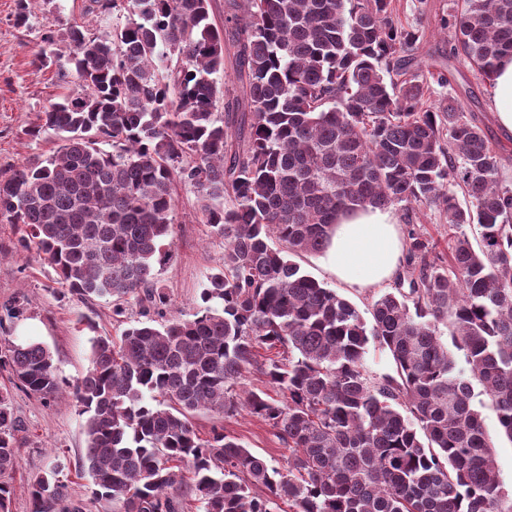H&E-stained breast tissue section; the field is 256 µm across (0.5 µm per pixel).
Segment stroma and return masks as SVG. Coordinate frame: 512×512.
<instances>
[{
  "mask_svg": "<svg viewBox=\"0 0 512 512\" xmlns=\"http://www.w3.org/2000/svg\"><path fill=\"white\" fill-rule=\"evenodd\" d=\"M393 3L400 22L420 33L416 57L419 75L447 66L452 38L443 21L449 14L460 11L462 0H393ZM31 9L27 26L19 27L14 20L15 0H0V169L19 166L29 158L46 156L56 149L58 140L54 135L33 140L25 136L24 130L37 123L41 112L75 88L74 79L66 70L34 65V54L49 27V19L42 0H33ZM469 88L479 97V116L488 126L492 142L500 149L501 179L510 186L512 135L497 125L486 79L474 69L459 65L455 82L445 87L432 85L425 105L442 110L449 96L464 97ZM175 196L174 257L162 268L160 278L173 299L172 313L177 316L190 312L198 302L205 273L222 262L224 241L212 236L208 226L202 224L198 194L193 187L177 185ZM393 212L402 233L413 230L427 234L438 252L447 253L452 229L435 207L397 206ZM12 235L10 225L0 224V306L18 302L21 314L0 323V344L32 340L49 346L65 388L46 401L10 387L6 374L0 373V386L9 388L13 411L20 422L16 443L19 464L14 471L0 476V482L12 490L9 510L30 512V483L61 459L68 463L61 479L68 487L70 498L84 501L85 512H114L111 502L91 500L90 479L77 468L85 437L82 420L72 407L68 390L90 366L89 337L77 332L78 319L89 316L100 331L115 334L119 327L112 317V304L105 299L86 304L63 293L54 270L36 254L7 251L6 244ZM298 262L316 280L355 304L362 314L370 313L381 293L377 287L359 289L337 280L326 267L325 254H303ZM475 403L494 445L499 476L505 486L511 487L512 440L501 432L487 397L477 395ZM192 424L204 437L212 428H223L226 435L237 438L271 465L280 468L288 465V451L272 429L246 412L231 417L199 413L193 417Z\"/></svg>",
  "mask_w": 512,
  "mask_h": 512,
  "instance_id": "obj_1",
  "label": "stroma"
}]
</instances>
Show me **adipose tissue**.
I'll return each instance as SVG.
<instances>
[{
    "instance_id": "obj_1",
    "label": "adipose tissue",
    "mask_w": 512,
    "mask_h": 512,
    "mask_svg": "<svg viewBox=\"0 0 512 512\" xmlns=\"http://www.w3.org/2000/svg\"><path fill=\"white\" fill-rule=\"evenodd\" d=\"M490 91L499 124L512 131V57L498 63ZM401 252L395 214L359 209L340 217L327 250V267L345 283L368 288L394 276Z\"/></svg>"
}]
</instances>
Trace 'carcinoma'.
Wrapping results in <instances>:
<instances>
[{
    "instance_id": "carcinoma-1",
    "label": "carcinoma",
    "mask_w": 512,
    "mask_h": 512,
    "mask_svg": "<svg viewBox=\"0 0 512 512\" xmlns=\"http://www.w3.org/2000/svg\"><path fill=\"white\" fill-rule=\"evenodd\" d=\"M88 2L89 14L127 16L98 34L51 22L78 89L24 131L54 132L57 149L0 170V223L66 293L110 300L117 319L139 308L115 336L86 321L90 367L72 399L91 498L180 512L187 463L202 512H512L474 403L478 386L512 440V188L457 98L423 107L419 35L392 0H226L222 29L210 0ZM446 25L452 55L485 78L512 56V0H463ZM43 42L33 63L59 65L54 31ZM230 49L236 82L221 87ZM177 183L198 192L224 260L204 275L201 303L170 316L158 268L172 256ZM412 204L439 207L457 229L448 261L411 232L405 273L370 323L294 261L325 252L345 212ZM372 346L396 375H368ZM258 348L277 356L259 364ZM0 368L30 394L61 391L42 343L0 347ZM252 369L280 398L237 392ZM201 411L260 418L288 467L222 429L200 438ZM18 431L1 390L0 474L18 464ZM65 468L30 484L31 512H84L67 501Z\"/></svg>"
}]
</instances>
